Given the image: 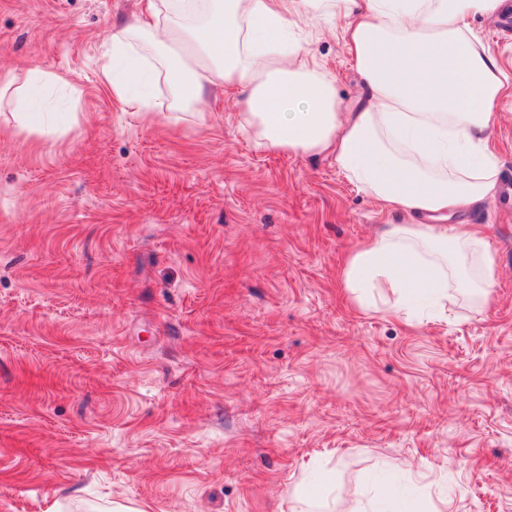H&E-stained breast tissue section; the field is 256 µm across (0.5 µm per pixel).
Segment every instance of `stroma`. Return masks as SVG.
Segmentation results:
<instances>
[{
  "label": "stroma",
  "mask_w": 512,
  "mask_h": 512,
  "mask_svg": "<svg viewBox=\"0 0 512 512\" xmlns=\"http://www.w3.org/2000/svg\"><path fill=\"white\" fill-rule=\"evenodd\" d=\"M145 0H0V73L48 83L45 136L0 104V512H291L409 489L425 512H512V211L472 209L489 302L363 310L349 250L398 222L330 156L259 146L240 97L175 124L99 81ZM307 49L365 95L335 19ZM329 494V482L326 479L316 483H310L298 493V506L293 512H331L321 502L325 501Z\"/></svg>",
  "instance_id": "obj_1"
}]
</instances>
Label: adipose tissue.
Returning a JSON list of instances; mask_svg holds the SVG:
<instances>
[{
  "label": "adipose tissue",
  "mask_w": 512,
  "mask_h": 512,
  "mask_svg": "<svg viewBox=\"0 0 512 512\" xmlns=\"http://www.w3.org/2000/svg\"><path fill=\"white\" fill-rule=\"evenodd\" d=\"M505 0H149L144 21L114 30L100 80L119 102L148 108L156 81L175 105L197 110L215 81L238 89L241 118L259 145L296 156L333 154L346 179L405 223L389 224L347 257L342 285L359 307L371 292L406 312L427 295L488 300L495 262L479 237L442 224L493 198L499 168L488 141L506 73L470 24ZM326 16L345 24L366 98L350 107L336 75L303 46ZM43 71H8L22 127L43 131L31 99Z\"/></svg>",
  "instance_id": "ef3b65f1"
}]
</instances>
